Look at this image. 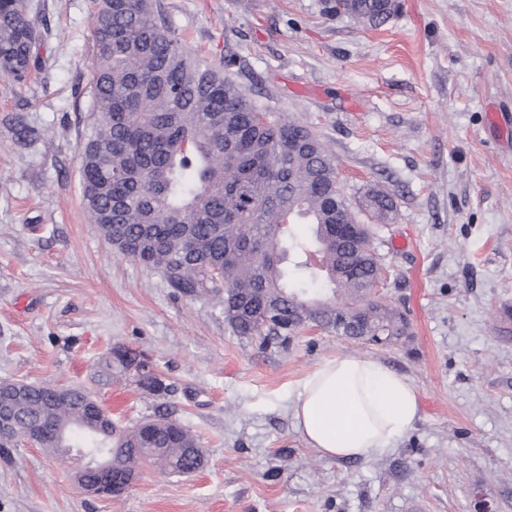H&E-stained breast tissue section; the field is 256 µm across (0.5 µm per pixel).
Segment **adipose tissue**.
Returning a JSON list of instances; mask_svg holds the SVG:
<instances>
[{
  "instance_id": "1",
  "label": "adipose tissue",
  "mask_w": 512,
  "mask_h": 512,
  "mask_svg": "<svg viewBox=\"0 0 512 512\" xmlns=\"http://www.w3.org/2000/svg\"><path fill=\"white\" fill-rule=\"evenodd\" d=\"M420 413L417 390L407 376L353 353L318 363L292 400L297 429L327 458L383 455L414 427Z\"/></svg>"
}]
</instances>
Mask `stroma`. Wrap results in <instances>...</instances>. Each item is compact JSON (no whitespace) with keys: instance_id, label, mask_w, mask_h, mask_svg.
Instances as JSON below:
<instances>
[{"instance_id":"stroma-1","label":"stroma","mask_w":512,"mask_h":512,"mask_svg":"<svg viewBox=\"0 0 512 512\" xmlns=\"http://www.w3.org/2000/svg\"><path fill=\"white\" fill-rule=\"evenodd\" d=\"M188 51L257 106L311 128L349 200L397 205L376 246L378 296L410 334L363 347L316 330L287 349L235 336L216 297L186 295L90 224L80 143L93 56L92 0H28L43 68L0 76V380L83 387L114 418L157 412L206 453L192 475L143 466L121 497H93L37 447L0 452V512H512V0H401L374 29L322 0H160ZM41 135L20 141L13 118ZM143 351L168 390L99 384L98 357ZM383 360L415 386L421 417L393 450L320 456L291 400L323 358Z\"/></svg>"}]
</instances>
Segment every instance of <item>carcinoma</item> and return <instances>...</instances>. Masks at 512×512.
<instances>
[{"mask_svg": "<svg viewBox=\"0 0 512 512\" xmlns=\"http://www.w3.org/2000/svg\"><path fill=\"white\" fill-rule=\"evenodd\" d=\"M372 28L398 0H352ZM43 36L26 0H0V74L17 81L40 70ZM81 188L87 218L103 238L182 294L220 298L234 335L283 348L300 325L358 344H396L409 321L372 298L383 275L366 212L384 223L394 200L369 189L358 208L339 187L336 158L307 126L257 108L224 70L192 55L157 0H97ZM346 233H336V225ZM144 356L122 348L96 362L107 382L135 373L142 388L166 386ZM91 392L60 396L26 384L17 428L49 426L48 448L112 447L116 469L143 461L183 475L190 430L165 414L136 426L94 431Z\"/></svg>", "mask_w": 512, "mask_h": 512, "instance_id": "carcinoma-1", "label": "carcinoma"}]
</instances>
